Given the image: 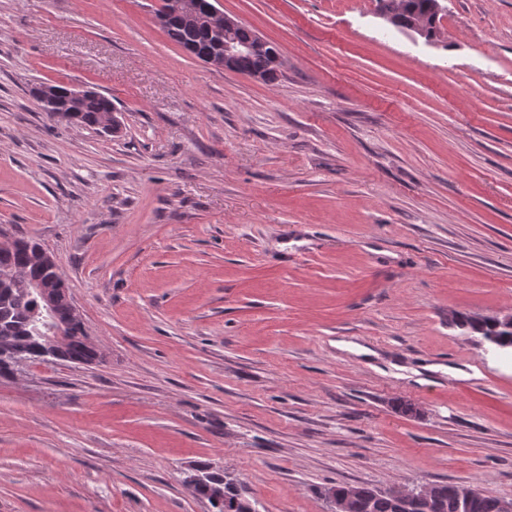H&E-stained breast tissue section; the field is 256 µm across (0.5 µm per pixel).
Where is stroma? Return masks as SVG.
<instances>
[{"label": "stroma", "mask_w": 512, "mask_h": 512, "mask_svg": "<svg viewBox=\"0 0 512 512\" xmlns=\"http://www.w3.org/2000/svg\"><path fill=\"white\" fill-rule=\"evenodd\" d=\"M163 0H0V231L55 259L99 358L0 378V512H329L336 485L512 498V0L433 39L378 0H220L274 81L174 42ZM39 82L111 97L106 135Z\"/></svg>", "instance_id": "35a3bbf8"}]
</instances>
